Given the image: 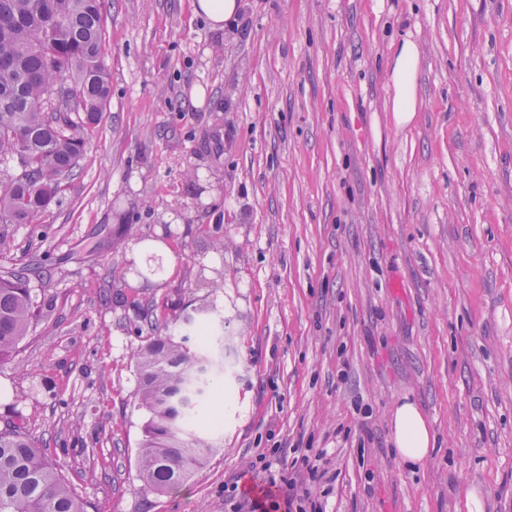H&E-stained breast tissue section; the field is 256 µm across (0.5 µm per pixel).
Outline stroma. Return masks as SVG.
<instances>
[{
	"label": "stroma",
	"instance_id": "stroma-1",
	"mask_svg": "<svg viewBox=\"0 0 512 512\" xmlns=\"http://www.w3.org/2000/svg\"><path fill=\"white\" fill-rule=\"evenodd\" d=\"M238 2L215 32L190 0H104L107 108L38 223L0 224V275L44 303L0 429L86 512H234L256 459L305 456L322 512H512V0ZM148 303L218 311L231 345L222 448L164 494L137 476ZM406 400L436 439L415 467ZM417 60V49L414 43L406 41L400 48L395 65L396 96L394 112L403 114L407 119L414 112V68ZM392 429L397 454L410 467L422 463L434 448L435 437L414 402L406 401L395 408Z\"/></svg>",
	"mask_w": 512,
	"mask_h": 512
}]
</instances>
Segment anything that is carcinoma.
I'll return each mask as SVG.
<instances>
[{"mask_svg": "<svg viewBox=\"0 0 512 512\" xmlns=\"http://www.w3.org/2000/svg\"><path fill=\"white\" fill-rule=\"evenodd\" d=\"M104 0H0V224H33L85 149L110 97L104 63ZM26 151L27 166H16ZM42 310L27 276L0 277V362L11 355ZM149 338L136 354V399L147 415L138 476L150 490L178 488L217 451L195 427L224 371V337L196 325L198 350L166 333L168 318L142 315ZM0 512H85L83 502L30 436L0 430Z\"/></svg>", "mask_w": 512, "mask_h": 512, "instance_id": "1", "label": "carcinoma"}]
</instances>
